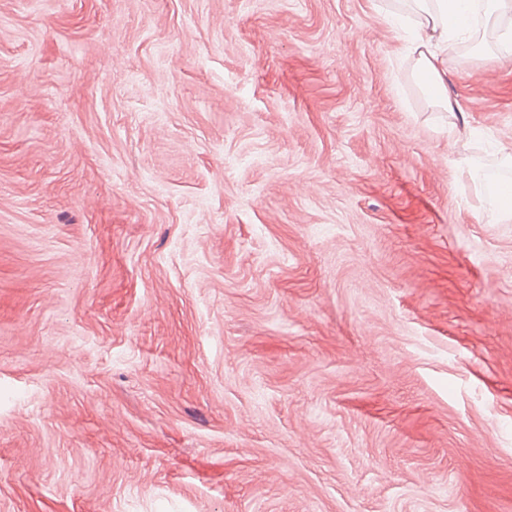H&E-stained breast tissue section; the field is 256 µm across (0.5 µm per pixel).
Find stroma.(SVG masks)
Masks as SVG:
<instances>
[{
	"label": "stroma",
	"instance_id": "stroma-1",
	"mask_svg": "<svg viewBox=\"0 0 512 512\" xmlns=\"http://www.w3.org/2000/svg\"><path fill=\"white\" fill-rule=\"evenodd\" d=\"M402 0H0V512H512V50ZM414 37L409 49L418 55V73L437 100L443 95L445 70L443 53L458 40L469 38L472 22L482 9L485 15L502 16L512 11L510 0H413ZM486 204L499 222L510 223L512 221V193L510 190L501 194L492 193Z\"/></svg>",
	"mask_w": 512,
	"mask_h": 512
}]
</instances>
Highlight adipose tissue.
Listing matches in <instances>:
<instances>
[{
	"label": "adipose tissue",
	"mask_w": 512,
	"mask_h": 512,
	"mask_svg": "<svg viewBox=\"0 0 512 512\" xmlns=\"http://www.w3.org/2000/svg\"><path fill=\"white\" fill-rule=\"evenodd\" d=\"M414 37L409 45L417 55L418 72L435 99H442L445 82L443 54L448 46L469 38L477 14L502 16L512 12V0H413Z\"/></svg>",
	"instance_id": "obj_1"
}]
</instances>
